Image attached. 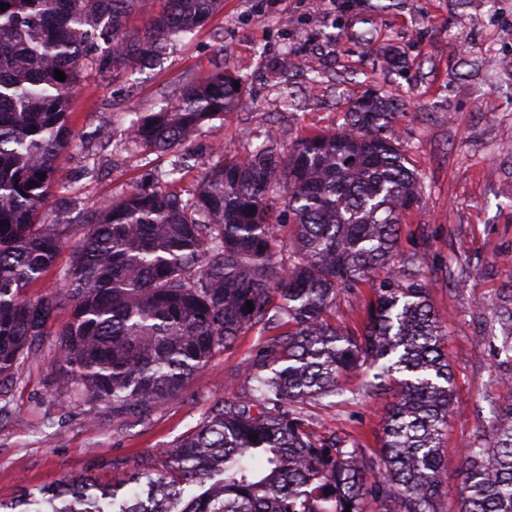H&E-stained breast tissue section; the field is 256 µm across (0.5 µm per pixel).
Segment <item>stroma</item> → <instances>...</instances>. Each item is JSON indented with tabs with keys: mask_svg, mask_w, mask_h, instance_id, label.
<instances>
[{
	"mask_svg": "<svg viewBox=\"0 0 512 512\" xmlns=\"http://www.w3.org/2000/svg\"><path fill=\"white\" fill-rule=\"evenodd\" d=\"M241 81L249 110L206 123L189 153L128 142L124 115L177 104L183 87L216 70ZM394 104L391 131L422 182L388 267L395 277L424 252L421 274L446 334L458 413L442 439V512H457L461 449L473 445L512 401V0H224L195 34L171 42L157 65L122 72L83 68L70 95L73 141L57 159L58 182L39 219L66 208L81 240L97 207L181 160L174 188L196 192L206 167L265 145L338 129L358 99ZM372 288L336 296L337 325L361 334ZM279 330L255 326L198 369L145 421H113L102 406L58 395L54 336L0 394V500L24 487L89 475L121 486L133 470L163 468L211 409L239 396L244 365ZM372 373L348 378L343 394L303 405L315 433L357 439L381 451L397 386L373 389Z\"/></svg>",
	"mask_w": 512,
	"mask_h": 512,
	"instance_id": "1",
	"label": "stroma"
}]
</instances>
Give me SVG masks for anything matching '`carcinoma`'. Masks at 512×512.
<instances>
[{
    "label": "carcinoma",
    "mask_w": 512,
    "mask_h": 512,
    "mask_svg": "<svg viewBox=\"0 0 512 512\" xmlns=\"http://www.w3.org/2000/svg\"><path fill=\"white\" fill-rule=\"evenodd\" d=\"M0 3V391L52 333L61 392L105 405L115 421H142L248 328L288 325L265 360L246 363L249 391L213 407L163 470H137L129 491L89 476L23 488L0 512H366L369 498L377 512H439V436L458 402L441 321L417 274L424 253L404 279L380 280L362 335L331 322L336 294L389 262L422 190L390 132L392 104L366 96L341 128L298 140L286 156L266 146L211 166L187 199L170 190L175 161L101 204L64 287L31 299L27 288L70 243L65 211L52 224L37 216L72 140L68 96L80 68L150 63L222 0ZM139 13L148 24L134 34ZM242 99L219 70L185 87L174 108L132 120L128 142L188 149ZM283 206L294 216L288 265L276 251ZM66 304L70 321L53 333ZM368 364L380 366L378 379L403 375L377 462L357 441L310 431L293 410L336 395ZM463 464L458 512H512V402Z\"/></svg>",
    "instance_id": "1"
}]
</instances>
